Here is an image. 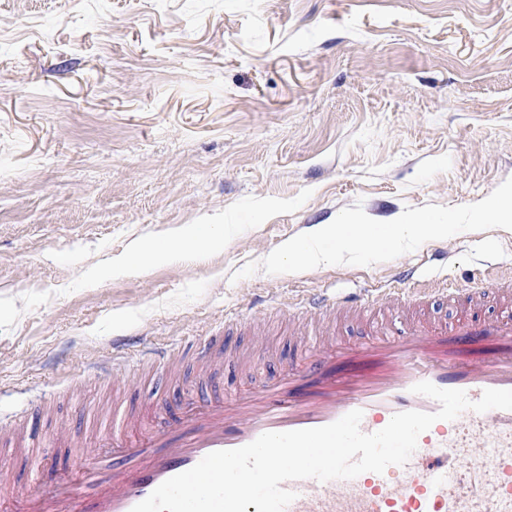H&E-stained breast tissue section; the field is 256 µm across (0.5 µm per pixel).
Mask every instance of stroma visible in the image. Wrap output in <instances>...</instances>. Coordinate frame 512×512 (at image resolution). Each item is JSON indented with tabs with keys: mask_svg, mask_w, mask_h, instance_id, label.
<instances>
[{
	"mask_svg": "<svg viewBox=\"0 0 512 512\" xmlns=\"http://www.w3.org/2000/svg\"><path fill=\"white\" fill-rule=\"evenodd\" d=\"M512 178V0H0V416L51 448L73 403L145 410L209 389L193 361L130 387L85 370L117 336L184 345L230 326L297 357L269 294L380 288L396 262L235 279L292 237L362 203L456 206ZM205 224L206 252L112 265L136 239ZM449 281L512 230L447 238Z\"/></svg>",
	"mask_w": 512,
	"mask_h": 512,
	"instance_id": "stroma-1",
	"label": "stroma"
}]
</instances>
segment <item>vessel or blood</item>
<instances>
[{"label":"vessel or blood","mask_w":512,"mask_h":512,"mask_svg":"<svg viewBox=\"0 0 512 512\" xmlns=\"http://www.w3.org/2000/svg\"><path fill=\"white\" fill-rule=\"evenodd\" d=\"M437 294L456 305L462 319L415 324L405 333L348 347L328 335L313 337L299 362L249 388L184 393L166 425L132 409L82 408L96 440L81 449V467L60 472L52 460L41 459L35 480L43 488L32 491L17 485L13 470L1 464L0 512H131L207 454L244 446L267 432L321 427L359 410L362 431L374 433L396 413L437 411V401L412 393L422 381L464 390L473 400L489 388L512 390V317L486 311L490 298L512 299V279L484 276L458 285L431 269L398 266L385 287L322 288L303 295L296 307L305 320L320 323L371 306L415 310ZM194 354L208 378L222 376L221 337H207ZM112 369L126 386L141 377L118 346ZM284 487L296 494L286 512H512V410L466 411L436 421L419 436L408 462L384 473L293 480Z\"/></svg>","instance_id":"1"}]
</instances>
